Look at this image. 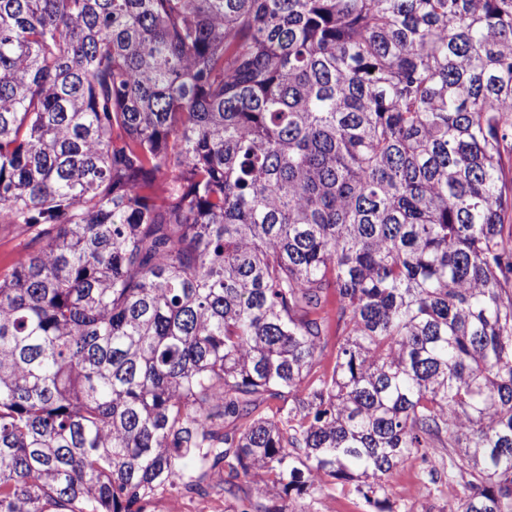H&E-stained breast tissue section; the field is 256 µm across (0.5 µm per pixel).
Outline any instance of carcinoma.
I'll return each instance as SVG.
<instances>
[{
	"label": "carcinoma",
	"mask_w": 512,
	"mask_h": 512,
	"mask_svg": "<svg viewBox=\"0 0 512 512\" xmlns=\"http://www.w3.org/2000/svg\"><path fill=\"white\" fill-rule=\"evenodd\" d=\"M510 140L512 0H0V512H512ZM0 224V273L4 274L18 253H23L26 235L13 228L3 229ZM421 468V461L411 457L389 478L394 512H448V504L463 496L462 487L447 480L433 488L430 495L421 493ZM414 488L417 489L416 494ZM314 512H366L370 510L364 503L361 494L354 488L347 487L342 491L341 486L336 487L334 496L315 494L311 502ZM210 495L200 498L185 495L181 492H165L146 507V512H227L233 500L224 499V493L218 488L211 490Z\"/></svg>",
	"instance_id": "carcinoma-1"
}]
</instances>
